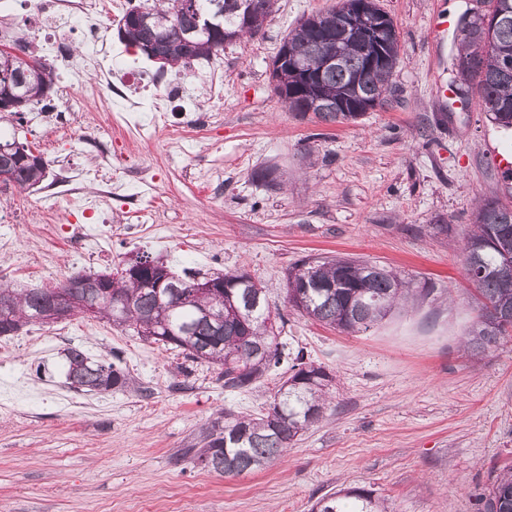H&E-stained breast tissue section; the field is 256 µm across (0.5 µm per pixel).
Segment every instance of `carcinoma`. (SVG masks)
<instances>
[{
  "label": "carcinoma",
  "instance_id": "carcinoma-1",
  "mask_svg": "<svg viewBox=\"0 0 512 512\" xmlns=\"http://www.w3.org/2000/svg\"><path fill=\"white\" fill-rule=\"evenodd\" d=\"M152 0L127 10L119 20V38L140 48L153 38H167V61L161 67L186 69L201 59L224 51L225 33L241 39L259 30L272 13L275 0H257L254 26L239 27L250 0ZM350 10L365 15V24L379 52L371 60L363 55L355 34L341 28L336 11L302 21L283 40L288 48V83L275 91L288 109L305 117L313 114L326 124L358 119L382 106L391 89V78L400 62L399 40L391 17L377 0H346ZM490 8L463 21L455 56L459 90L478 96L486 118L496 127L512 131V69L503 57L512 56V0H489ZM135 15L137 24L129 23ZM212 26L204 28L205 22ZM332 30L342 38V52L335 63L323 66L321 38ZM39 68L33 74V67ZM13 92L35 98L51 107L53 70L30 54L10 60ZM9 165L14 184L21 189L40 185L46 169L23 161L19 151L0 152V165ZM465 271L480 295L478 327L468 333L466 348L486 350L512 338V209L495 200L477 208L474 230L464 248ZM163 270L175 288H151L142 279L118 276L112 293L126 309L113 311L110 303L97 301L95 318L116 326L131 327L145 340L171 345L185 357L220 367L224 387L244 390L266 372L291 361V375L277 390L268 410L256 416L224 415L202 433L195 454L203 467L220 475L237 476L263 468L282 455L295 438L319 421L325 412L332 376L304 361L303 352L288 358L277 342L283 317L270 309L266 289L239 283L244 272L206 277L186 271L179 275ZM224 282L219 294H198L195 285L206 280ZM288 303L311 319L347 332H367L414 298L410 282L382 266L336 257L307 258L288 268L285 276ZM54 288H11L0 285V324L14 330L28 324H47L45 305ZM230 305L219 323L203 311ZM67 379L84 392H108L128 384L123 368L94 360L84 351L64 350ZM482 512H512V471L497 475L481 497ZM312 512H390L385 502L360 488L340 490L318 499Z\"/></svg>",
  "mask_w": 512,
  "mask_h": 512
}]
</instances>
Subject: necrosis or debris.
Segmentation results:
<instances>
[{"mask_svg":"<svg viewBox=\"0 0 512 512\" xmlns=\"http://www.w3.org/2000/svg\"><path fill=\"white\" fill-rule=\"evenodd\" d=\"M28 3L44 33L39 47L48 49L62 69L60 96L64 111L72 115L74 131H82L87 126L84 103L71 93L76 84L93 93L108 91L116 108V125L136 128L142 139H151L155 134L154 129L140 125L137 120L138 111L145 108L155 112L158 124L162 125L169 107L179 106L187 114L184 129L196 127L195 106L186 94L182 78H146L133 69L113 75L112 51L98 17L105 7L120 9L122 0H28ZM74 27L79 28L82 35V49L77 53L62 39L63 33ZM88 181L96 183L95 192L83 190V183ZM123 188L120 171L96 165L78 176L71 169L63 168L49 184L45 197L64 204L67 214L102 216L106 213V203Z\"/></svg>","mask_w":512,"mask_h":512,"instance_id":"obj_1","label":"necrosis or debris"}]
</instances>
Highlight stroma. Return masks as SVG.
I'll use <instances>...</instances> for the list:
<instances>
[{
	"label": "stroma",
	"mask_w": 512,
	"mask_h": 512,
	"mask_svg": "<svg viewBox=\"0 0 512 512\" xmlns=\"http://www.w3.org/2000/svg\"><path fill=\"white\" fill-rule=\"evenodd\" d=\"M338 0H277L262 28L224 46V100L190 85L198 126L180 111L149 141L118 130L107 101H91L126 197L112 203L102 251L82 254L65 224H33L23 202L41 188L0 191V280L52 287L77 273L143 257L176 272H244L284 317L281 337L332 375L323 418L264 469L221 476L188 450L222 412L269 406L288 375L225 388L218 366L143 340L133 329L76 314L6 337L0 354V512H311L324 495L362 488L391 512H477L493 474L512 468V340L474 357L463 341L479 317L462 248L478 201L512 207V178L492 161L503 136L475 96L442 100L457 36L439 40L437 14L486 12L487 0H379L401 61L385 106L325 124L291 112L271 63L286 35ZM62 113L32 106L0 134L48 162L101 163L63 135ZM276 167L277 184L256 180ZM155 215L136 223L133 197ZM347 257L411 280L414 302L364 333H347L288 304L284 276L305 257ZM119 355L128 387L86 393L68 385L62 352Z\"/></svg>",
	"instance_id": "35a3bbf8"
}]
</instances>
